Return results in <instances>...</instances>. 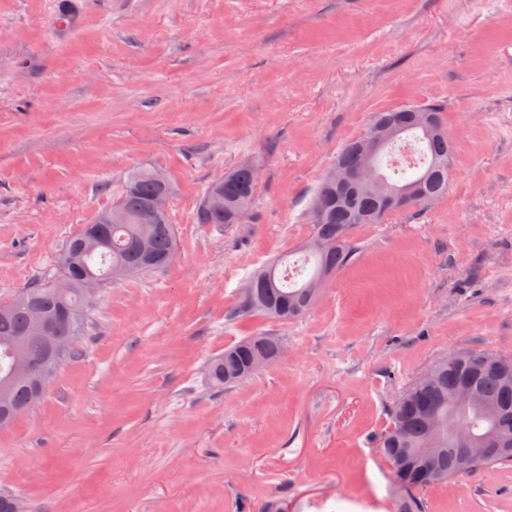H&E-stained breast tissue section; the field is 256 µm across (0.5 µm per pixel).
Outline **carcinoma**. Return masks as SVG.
I'll list each match as a JSON object with an SVG mask.
<instances>
[{"label": "carcinoma", "mask_w": 512, "mask_h": 512, "mask_svg": "<svg viewBox=\"0 0 512 512\" xmlns=\"http://www.w3.org/2000/svg\"><path fill=\"white\" fill-rule=\"evenodd\" d=\"M437 126L428 133L414 127L415 111L404 105L387 112L375 113L370 124H387L398 118L402 133L412 136L419 160L398 161L391 141L377 158L384 192L410 189L404 209L420 208L448 192L450 162L454 153L452 141L441 118V110L430 106ZM363 163L360 139L348 142L336 158L335 165L354 169ZM256 182L253 167L241 165L224 176V211L214 212L199 204L200 224H238L239 210L249 208ZM172 193L169 182L160 183L152 168L132 170L124 180L118 203L126 216L123 224L109 222L112 210L99 213L100 223L93 224L70 238L59 256V276L68 282L66 288L46 283L26 288L13 299L0 302V428L9 425L19 414L38 402L29 382L13 373L12 350L22 340L29 356L45 350V343L34 328L33 309L51 313L64 312L67 321L59 336L65 344L51 371L76 353L87 315L84 283L95 276L103 283L109 272L119 270L124 278H132L168 264L176 251V232L166 212L150 213L154 197L160 192ZM384 192L342 191L336 187L332 171L321 178L314 199L326 204L323 216L311 212L313 233L299 248L301 262H314L312 272L301 280L303 269L280 271L283 260L254 270L244 278L240 303L225 318L261 315L288 321L305 314L317 300L325 277L345 265L350 257L351 230L358 224H379L395 211L387 208ZM283 343L274 336H249L208 364V378L213 387L222 389L238 383L250 362L263 356L273 364L283 354ZM454 367L444 355L432 365L433 376L416 379L399 399L392 403L388 425L380 433L378 447L384 461L392 463V495L397 512H425L426 492L446 485L463 473L456 448L459 441L455 426L464 424L470 433L471 448H481L485 438L501 427V419L492 409L507 411L512 417V376L504 377L491 368L478 374L468 373L472 356L498 357V353L458 351Z\"/></svg>", "instance_id": "carcinoma-1"}]
</instances>
